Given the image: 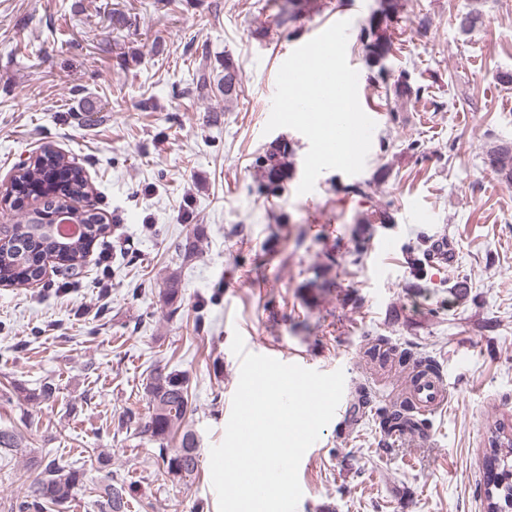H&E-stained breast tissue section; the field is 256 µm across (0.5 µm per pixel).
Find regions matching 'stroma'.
Here are the masks:
<instances>
[{"mask_svg": "<svg viewBox=\"0 0 512 512\" xmlns=\"http://www.w3.org/2000/svg\"><path fill=\"white\" fill-rule=\"evenodd\" d=\"M378 3L305 0L284 24L282 0H0V185L53 144L109 226L80 274L52 262L36 285L0 286V426L26 442L0 465V512L31 457L77 464L92 448L111 450V470L87 472L73 512H97L110 477L155 512H219L210 449L239 381L237 333L247 352L344 372L345 408L300 463L297 512H484L490 430L512 425V187L485 163L490 142L512 143V85L498 80L512 73V0H399L385 67L414 88L404 100L349 38L376 111L359 174L328 170L299 193L307 138L265 129L292 51L340 20L358 30ZM470 10L481 20L465 34ZM228 56L240 69L230 102L197 85ZM283 141L294 176L273 192L259 159ZM351 184L367 195L344 193ZM442 236L453 264L411 265ZM172 270L173 315L161 298ZM375 336L444 370L448 405L421 440L381 430L386 393L364 357ZM157 366L190 378L201 456L186 483L161 477L154 444L117 426L126 409L147 413ZM46 381L52 400L24 399Z\"/></svg>", "mask_w": 512, "mask_h": 512, "instance_id": "35a3bbf8", "label": "stroma"}]
</instances>
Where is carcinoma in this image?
<instances>
[{
    "instance_id": "1",
    "label": "carcinoma",
    "mask_w": 512,
    "mask_h": 512,
    "mask_svg": "<svg viewBox=\"0 0 512 512\" xmlns=\"http://www.w3.org/2000/svg\"><path fill=\"white\" fill-rule=\"evenodd\" d=\"M397 0H379V7L362 23L358 42L367 62L379 67L385 74L383 62L391 46L387 19L397 11ZM240 83L239 69L230 56L224 57V76L219 89L224 99L237 95ZM289 153L288 145H276L261 159L262 177L267 185L277 187L291 174L290 165L283 161ZM488 166L504 182L512 186V145L492 144L486 151ZM17 193L23 194L32 187L46 183L48 189L43 208H58L67 201L79 200L88 193V181L82 169L65 160V156L52 145L41 147L34 163L17 169L13 177ZM73 220L84 226V236L73 238L62 249L55 238L36 223V211L23 213L22 221L11 229L9 246L0 248V283L14 282L20 278L37 282L42 279V260L54 257L62 261L66 272L82 267L88 249L94 240L105 236L108 225L100 216L86 210H75ZM169 313L178 311L180 278L171 273L162 291ZM148 402V415L139 417L128 411L118 420V427H135L138 434L158 445L157 453L163 464L161 475L169 480L188 481L199 473L198 438L190 428L188 414L192 405L189 378L183 372L154 369L144 387ZM411 403L396 398L383 410V430L387 435L406 427H417L420 422L410 417ZM506 426L497 423L488 439L489 448L483 466L487 474L485 486L486 512H499L512 498V441L504 435ZM23 444V434L15 427L0 428V459L10 463ZM108 456L92 450L81 466L74 467L51 461L42 465L32 462L34 471L30 484L20 488L12 499L10 512H66L74 499L75 489L83 484L86 467L93 469L108 466ZM132 487L115 480L96 489L99 512H129Z\"/></svg>"
}]
</instances>
